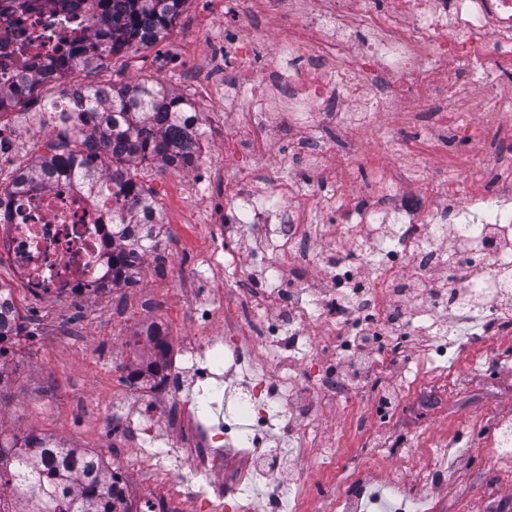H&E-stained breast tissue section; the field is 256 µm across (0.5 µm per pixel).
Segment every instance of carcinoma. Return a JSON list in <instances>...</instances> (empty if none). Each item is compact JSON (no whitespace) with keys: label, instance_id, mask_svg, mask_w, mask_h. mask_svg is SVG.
<instances>
[{"label":"carcinoma","instance_id":"1","mask_svg":"<svg viewBox=\"0 0 512 512\" xmlns=\"http://www.w3.org/2000/svg\"><path fill=\"white\" fill-rule=\"evenodd\" d=\"M186 0H97L101 16L112 15V37L103 47L92 44L76 49L46 66L44 74L21 83L11 92L0 91V112L20 103L33 87L51 80L57 71L94 66L107 56L126 57L162 40L173 28ZM89 106L108 109L99 139L112 145V190L130 200V209L155 212L157 205L143 185L131 176L125 165L135 159L160 161L165 165L188 168L194 157L185 138L196 107L183 96H173L152 80L112 86V97L101 99L100 89L83 90ZM81 140L82 149L68 145L35 167L20 169L13 181L16 190L24 188L32 177L67 174L92 193L100 189L95 159L87 150V139L77 127L66 125ZM156 247L149 235L127 242V250L112 258L116 274L133 269L139 255ZM35 493L43 512H113L112 491L104 487L99 461L86 451L71 449L69 454L53 452L35 462Z\"/></svg>","mask_w":512,"mask_h":512}]
</instances>
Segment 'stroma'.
I'll list each match as a JSON object with an SVG mask.
<instances>
[{
    "instance_id": "obj_1",
    "label": "stroma",
    "mask_w": 512,
    "mask_h": 512,
    "mask_svg": "<svg viewBox=\"0 0 512 512\" xmlns=\"http://www.w3.org/2000/svg\"><path fill=\"white\" fill-rule=\"evenodd\" d=\"M230 0H186L170 35L161 43L126 60L110 57L96 69L98 79L121 85L138 79L164 84L174 93L205 108L212 96L209 84L192 77L208 65V49L195 37L213 30ZM67 77L41 84L30 101L14 107L19 135L31 123L51 129L53 143L61 141V126L47 114L50 102L68 96ZM485 107L481 85H473L467 100L448 114L452 133L446 143L431 140L430 120L415 115L406 101L401 112L382 116L377 125L354 134L364 154L360 166L345 163L347 142L340 132L329 133L336 177L345 186L378 185L407 175L409 192L427 196L445 189L446 166H467L470 155L481 152L493 163L503 160L501 150L512 142L507 131L482 134L477 117ZM132 176L149 189L157 204L162 232L175 238L178 262L185 277L175 280L161 271L162 259L150 258L136 267L134 287L120 297L102 294L71 307L54 300H35L13 287L8 266H0V284L13 287L20 324L25 333L9 355L5 380L0 383V434L19 436L36 428L74 448L97 450L109 443L100 434L102 418L137 408L139 399L119 376L121 364L135 355L127 341L138 332L146 303H153L161 318L175 330L191 328L190 297H232L233 289L207 272L213 236L195 219V207L184 198V185L194 169H173L158 162H138ZM314 348L288 365L303 380L333 364L336 340L321 334L318 323L301 331ZM386 367L372 374L365 385L348 395L325 398L314 422L295 415V427L311 424L308 463L288 464L282 483H302L305 512H319L343 491L359 483H380L392 475L416 495L436 501L441 512H512V479L504 480L492 449L495 416L512 412V330L482 335L475 323L454 326L447 341L411 336L409 341L384 350ZM430 361L434 403L418 408L403 393L406 379L418 363ZM414 449L423 467L447 459L454 474L444 485H423L401 470V454Z\"/></svg>"
}]
</instances>
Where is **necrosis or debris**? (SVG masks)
<instances>
[{"label": "necrosis or debris", "instance_id": "necrosis-or-debris-1", "mask_svg": "<svg viewBox=\"0 0 512 512\" xmlns=\"http://www.w3.org/2000/svg\"><path fill=\"white\" fill-rule=\"evenodd\" d=\"M233 18L225 19L222 38L210 39L213 64L210 84L219 93L207 107L209 119L226 117L234 129L223 153L203 140L193 148L197 172L186 187L188 197L211 201L205 218L215 232L214 274L231 271L238 291L236 307L216 313L213 306L189 308L200 334L178 336L156 317L145 322L140 338L150 349L127 366L142 396L166 411L171 436L154 438L149 420L129 419L122 427L128 444L137 447L142 466L175 486L179 497L206 499L212 512H251L238 496L240 486H264L267 512H300L303 487L285 486L277 472L252 466H227L221 449L233 442L254 447L262 434L284 423L288 399L307 390L311 399L334 395L335 375L321 373L313 388L299 376L272 372L271 366L294 351L295 329L318 320L327 334L341 332L338 352L354 354L362 336L395 344L409 317L400 305V260L413 264L420 287L429 276L444 281L432 302L438 314L465 320H512L494 315L493 306L512 290L502 287L499 272L512 269V165L497 171V191L471 208L457 203L454 192L436 196L408 194L404 188L337 187L316 194L303 210L286 201V185L277 168L260 175L245 170L228 195L211 192L208 175L222 155L244 151L278 152L297 179L318 180L329 168L323 130L369 126L380 112L401 111L413 99L422 112L443 114L468 96L476 61L488 59L494 69L512 67V0H237ZM94 0H0V90L16 89L35 76L39 62L70 52L76 44L105 43L109 24L95 18ZM363 29L368 38L353 47L350 38ZM268 42L264 58L247 51V43ZM309 136L296 140L297 129ZM347 220L334 222L337 211ZM142 213L130 212L111 192L88 193L70 179L34 178L23 192L0 182V260L28 293L71 306L87 303L112 284V255L119 249L116 223L138 237ZM252 224L274 231L252 238L249 267H241L236 234ZM467 224L468 238H451L437 247L435 229ZM339 228L348 248L326 247L332 228ZM372 263L376 275L353 291L351 265ZM298 274L317 270L340 279L330 304L314 314L301 283L283 284L280 264ZM261 267L263 284L251 277ZM254 312L253 325L243 324L241 307ZM274 307L276 318L264 315ZM223 317L224 332L207 329ZM436 318L425 332L438 326ZM238 368L241 381L229 389L216 382L225 367ZM37 448L12 456L11 489L0 498V512H32L29 484L19 474L37 459ZM112 486L116 512H176L174 499L157 493L150 482L131 481L126 468L99 460ZM395 502L393 512H412L410 492L395 478L384 489L364 488L340 495L336 512H367L380 494Z\"/></svg>", "mask_w": 512, "mask_h": 512}]
</instances>
